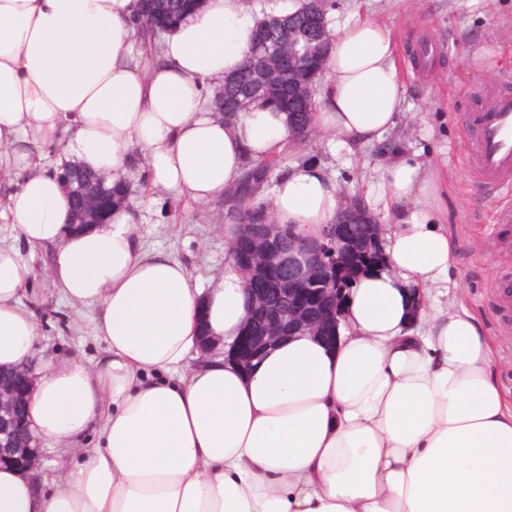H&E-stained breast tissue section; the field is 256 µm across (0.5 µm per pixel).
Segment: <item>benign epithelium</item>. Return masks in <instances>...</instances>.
Returning a JSON list of instances; mask_svg holds the SVG:
<instances>
[{"label": "benign epithelium", "mask_w": 512, "mask_h": 512, "mask_svg": "<svg viewBox=\"0 0 512 512\" xmlns=\"http://www.w3.org/2000/svg\"><path fill=\"white\" fill-rule=\"evenodd\" d=\"M325 63L323 51L295 44L268 58V78L283 72L290 76L301 73L302 78L292 81L293 93L312 97ZM65 178L68 195L77 201L72 209L74 224H94L112 207L111 197L86 191L71 172H66ZM283 228L282 224L267 225L262 237L248 239L242 249L239 239L228 243L229 258L236 267H246L254 274L270 272L281 265L290 270L288 280L275 281L265 291L248 289L246 322L227 351V356L243 368L290 337L311 335L329 344L338 339L347 293L343 273L355 253L353 236L345 231L342 221L329 225L316 242L293 236L285 253L281 243ZM31 385L32 375L25 367L8 374L0 372V462L35 471L41 465L38 449L20 446L21 438L30 434L27 405Z\"/></svg>", "instance_id": "obj_1"}]
</instances>
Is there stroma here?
<instances>
[{"instance_id":"35a3bbf8","label":"stroma","mask_w":512,"mask_h":512,"mask_svg":"<svg viewBox=\"0 0 512 512\" xmlns=\"http://www.w3.org/2000/svg\"><path fill=\"white\" fill-rule=\"evenodd\" d=\"M332 13L340 21L357 15L392 28L406 73L405 110L397 132L382 142L350 150L316 132L304 143L281 148L282 165L321 163L342 191L356 197L399 151L447 169L451 182L443 221L457 242V278L486 333L501 343L496 374L511 390L512 307L504 308L501 296L512 286V224L497 223L496 217L512 206V197L481 194L465 118L483 90L512 76V0H335ZM128 200L147 245L184 262L200 284L223 271L228 258L223 203L201 206L136 181ZM33 265L26 303L39 324L36 359L94 362L102 346L92 307L57 297L42 254L34 255Z\"/></svg>"}]
</instances>
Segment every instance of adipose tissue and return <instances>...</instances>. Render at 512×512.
<instances>
[{
    "label": "adipose tissue",
    "instance_id": "adipose-tissue-1",
    "mask_svg": "<svg viewBox=\"0 0 512 512\" xmlns=\"http://www.w3.org/2000/svg\"><path fill=\"white\" fill-rule=\"evenodd\" d=\"M134 4L0 0V220L16 239L0 243V367L26 364L39 337L23 302L30 250L46 255L61 299L95 307L104 345L94 363L36 372L31 431L78 461L46 487L0 467V512H512V395L455 275L439 167L398 153L367 183L393 230L384 266L349 292L337 345L292 337L246 370L199 352L201 331L227 345L241 333L238 269L199 287L182 261L146 247L129 205L73 229L60 179L70 161L126 175L138 151L151 187L208 205L290 138L269 104L209 106L251 48L246 0H204L148 65ZM406 92L387 24L335 26L322 131L350 149L381 142ZM339 205L318 163L292 166L272 189L277 223L308 239ZM92 431L99 444L84 447Z\"/></svg>",
    "mask_w": 512,
    "mask_h": 512
}]
</instances>
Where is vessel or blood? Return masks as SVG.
<instances>
[{
	"instance_id": "1",
	"label": "vessel or blood",
	"mask_w": 512,
	"mask_h": 512,
	"mask_svg": "<svg viewBox=\"0 0 512 512\" xmlns=\"http://www.w3.org/2000/svg\"><path fill=\"white\" fill-rule=\"evenodd\" d=\"M469 152L485 192L512 195V92L490 89L469 113Z\"/></svg>"
}]
</instances>
